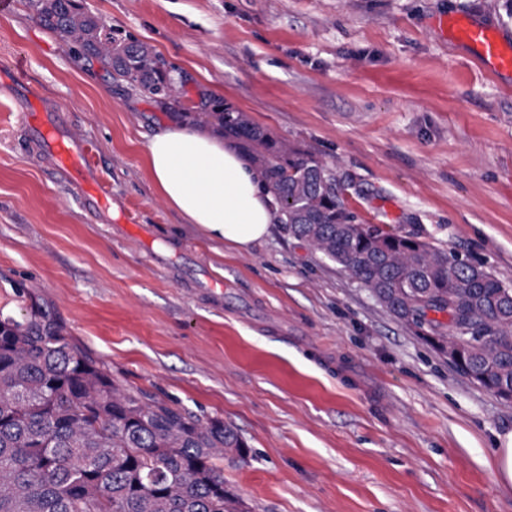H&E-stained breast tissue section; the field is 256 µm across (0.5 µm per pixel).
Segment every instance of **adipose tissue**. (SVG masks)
<instances>
[{
    "label": "adipose tissue",
    "instance_id": "1",
    "mask_svg": "<svg viewBox=\"0 0 512 512\" xmlns=\"http://www.w3.org/2000/svg\"><path fill=\"white\" fill-rule=\"evenodd\" d=\"M143 160L167 206L209 238L246 251L282 221L250 158L220 134L186 125L158 129Z\"/></svg>",
    "mask_w": 512,
    "mask_h": 512
}]
</instances>
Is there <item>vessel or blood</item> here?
Listing matches in <instances>:
<instances>
[{
	"instance_id": "1",
	"label": "vessel or blood",
	"mask_w": 512,
	"mask_h": 512,
	"mask_svg": "<svg viewBox=\"0 0 512 512\" xmlns=\"http://www.w3.org/2000/svg\"><path fill=\"white\" fill-rule=\"evenodd\" d=\"M440 26L451 39L473 49L491 71H512V41L495 28L464 17L441 20ZM17 102L20 123L29 131L23 151L38 155L45 167L76 189L77 202L86 213L107 222L112 198L96 178L90 142L63 122L65 105L46 99L30 85L22 88Z\"/></svg>"
}]
</instances>
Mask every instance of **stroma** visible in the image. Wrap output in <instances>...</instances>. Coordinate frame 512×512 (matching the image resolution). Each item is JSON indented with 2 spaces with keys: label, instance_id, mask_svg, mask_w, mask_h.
I'll return each mask as SVG.
<instances>
[{
  "label": "stroma",
  "instance_id": "35a3bbf8",
  "mask_svg": "<svg viewBox=\"0 0 512 512\" xmlns=\"http://www.w3.org/2000/svg\"><path fill=\"white\" fill-rule=\"evenodd\" d=\"M121 36L272 136L336 161L345 202L512 284V74L442 36L461 12L512 38L506 0H83ZM92 143L115 230L39 159L9 71ZM170 117L70 53L26 0L0 15V314L37 303L121 388L245 440L224 486L246 512H512L492 450L512 403L463 375L275 225L239 251L183 223L142 148ZM151 225L152 249L123 216ZM224 279L223 306L184 287Z\"/></svg>",
  "mask_w": 512,
  "mask_h": 512
}]
</instances>
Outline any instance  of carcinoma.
Masks as SVG:
<instances>
[{
	"label": "carcinoma",
	"mask_w": 512,
	"mask_h": 512,
	"mask_svg": "<svg viewBox=\"0 0 512 512\" xmlns=\"http://www.w3.org/2000/svg\"><path fill=\"white\" fill-rule=\"evenodd\" d=\"M74 53L170 116L233 142L283 207L288 233L339 266L400 321L445 347L491 390L512 385V285L485 265L420 237L364 224L344 200L335 162L255 126L209 93L185 100L184 76L123 38L80 0H28ZM448 315L443 324L429 313ZM247 448L224 421H203L112 382L48 314L0 316V512H243L224 488V458Z\"/></svg>",
	"instance_id": "cac0c4a2"
}]
</instances>
